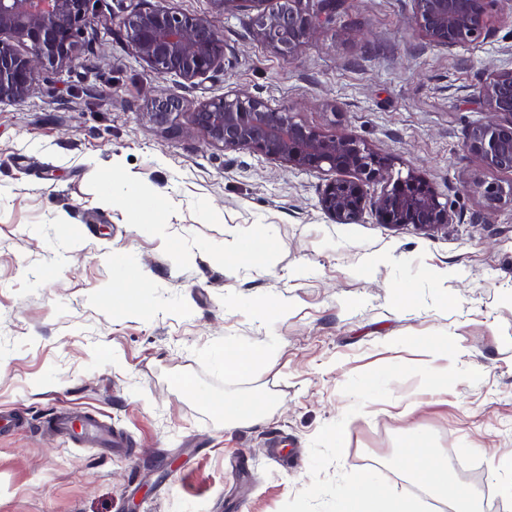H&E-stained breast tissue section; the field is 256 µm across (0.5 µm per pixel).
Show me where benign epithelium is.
Masks as SVG:
<instances>
[{
    "instance_id": "obj_1",
    "label": "benign epithelium",
    "mask_w": 512,
    "mask_h": 512,
    "mask_svg": "<svg viewBox=\"0 0 512 512\" xmlns=\"http://www.w3.org/2000/svg\"><path fill=\"white\" fill-rule=\"evenodd\" d=\"M91 0H0V103L24 100L45 73L64 68L82 54L80 35L94 22ZM225 11L230 4L257 10L254 24L262 40L293 57L336 22L343 0H212ZM412 22L429 44L453 49L476 44L495 32L493 18L512 21V0H413ZM118 24L126 42L150 72L172 76L185 85L224 67L225 43L215 21L142 0L137 10L100 22ZM23 45L25 50L18 49ZM482 118L467 131L464 150L483 166L512 173V66L488 74L474 91ZM182 108L176 96L150 100L149 119L164 127ZM188 134L201 131L226 150L251 149L294 166L320 170L323 165L351 180L339 178L323 189L322 210L338 224L361 218L367 186L379 185L374 202L379 222L433 230L452 223L448 204L419 172L392 175V160L372 151L355 136H328L292 116L291 108L273 109L261 98L229 91L189 112ZM476 189L488 208L512 203L509 189L478 181Z\"/></svg>"
}]
</instances>
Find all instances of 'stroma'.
Masks as SVG:
<instances>
[{"mask_svg":"<svg viewBox=\"0 0 512 512\" xmlns=\"http://www.w3.org/2000/svg\"><path fill=\"white\" fill-rule=\"evenodd\" d=\"M168 4L217 22L223 69L184 88L154 76L120 30L91 26L78 60L0 105V412L12 416L0 428V512H279L310 482L312 439L351 406L343 385L391 363L482 379L391 383L346 430L339 470L414 491L395 458L416 428L481 512H512V206L487 209L475 188L512 175L463 149L480 117L475 88L512 62V25L448 51L415 30L412 0H347L288 58L257 35L252 9ZM231 90L362 139L394 173L418 171L452 224L393 227L370 207L336 223L320 207L335 171L224 150L186 135L185 114L167 128L147 116L154 97L187 111ZM110 168L162 196L159 228L96 205ZM264 237L276 248L252 257L248 243ZM432 332L454 338L456 359L395 343ZM255 346L249 369L224 371L225 348ZM251 398L264 418L225 425L224 405ZM73 407L127 446L48 429Z\"/></svg>","mask_w":512,"mask_h":512,"instance_id":"1","label":"stroma"}]
</instances>
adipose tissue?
<instances>
[{
	"mask_svg": "<svg viewBox=\"0 0 512 512\" xmlns=\"http://www.w3.org/2000/svg\"><path fill=\"white\" fill-rule=\"evenodd\" d=\"M100 197L103 203L112 207L134 203L151 216L159 211L154 197L129 185L111 169L103 177ZM397 466L414 482L425 486L433 497L448 502L452 512H474V493L453 482L448 475L446 460L431 451L425 436L418 430H410L407 443L397 459Z\"/></svg>",
	"mask_w": 512,
	"mask_h": 512,
	"instance_id": "1",
	"label": "adipose tissue"
}]
</instances>
